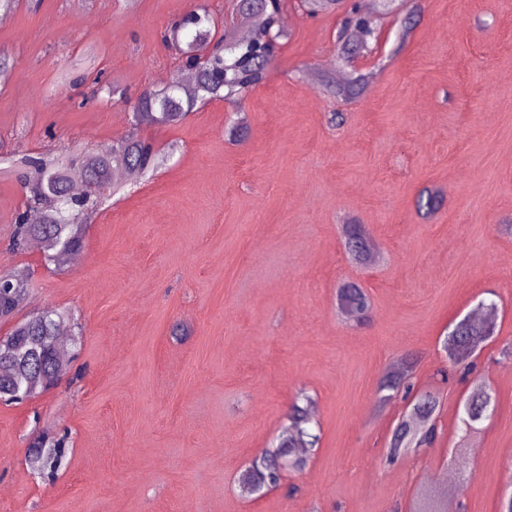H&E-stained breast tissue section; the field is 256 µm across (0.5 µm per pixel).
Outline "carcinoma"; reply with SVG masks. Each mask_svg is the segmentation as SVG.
<instances>
[{
  "label": "carcinoma",
  "mask_w": 512,
  "mask_h": 512,
  "mask_svg": "<svg viewBox=\"0 0 512 512\" xmlns=\"http://www.w3.org/2000/svg\"><path fill=\"white\" fill-rule=\"evenodd\" d=\"M344 0H300L301 6L311 15L334 11ZM238 11L244 16L257 15L263 18L264 28L274 27L285 32L286 20L283 0H239ZM353 28L356 41L367 43L375 37V26L371 17L360 12L358 6L349 9L344 28ZM163 40L178 42L186 49L214 44L210 62L192 71L195 86L185 92L183 87L175 90L161 88L145 90L139 94L132 109V122L138 126L177 125L181 123L201 98H222L238 104L265 78L274 53L260 40V35L240 39L229 29L219 32L207 7L197 5L186 17L164 31ZM368 75H351L340 87L346 97L356 96L366 85ZM159 164V153L151 142L136 137L127 138L108 154L88 153L79 164L73 166L63 162L49 164L41 157L25 159L28 169L23 176L28 189L25 208L18 214L11 236V246L23 251L32 240L43 245L44 261L59 266L82 249L83 223L89 212L95 210L99 198L90 193H76L72 189L74 176L99 188L111 185L112 170L119 165L141 174ZM442 202L440 191L423 189L417 199V210L423 216L432 215ZM343 235L351 243L353 260L362 265L375 261L376 252L366 227L362 224L343 225ZM29 295V284L20 277H13V284L0 285V320H11L19 312ZM341 312L358 322L369 317L370 303L363 287L348 284L337 291ZM489 320L471 319L469 324L454 323L443 342L448 361L461 367L460 378L467 380L473 373L470 359L489 339L487 333L494 331L493 321L497 305L487 304ZM64 326L71 329L66 338L68 349L77 346L80 327L64 313L57 310L47 314L34 312L16 322L0 336V401L21 404L33 391L44 393L57 385L66 374L60 364L58 348L59 332ZM415 362L404 358L396 370H390L379 382L378 402L388 404L395 396H413L409 411L403 414L392 431L388 458L393 461L409 450H417L431 444L436 436V418L440 409L437 394L422 391L412 394L411 383ZM314 399L304 389L296 394L287 421L281 426L277 444L257 456L254 462V479L259 489L279 486L282 476L278 474L276 460L288 459L295 471L303 470L320 442L317 422L310 407ZM494 406L492 391L484 383L473 385L464 400L463 431L471 432L476 425L489 416ZM37 450L29 456L33 469L43 472V477H56L67 456V437L40 435L35 441ZM435 487L422 490L414 512H439L434 507Z\"/></svg>",
  "instance_id": "cac0c4a2"
}]
</instances>
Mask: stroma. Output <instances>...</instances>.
Segmentation results:
<instances>
[{
  "mask_svg": "<svg viewBox=\"0 0 512 512\" xmlns=\"http://www.w3.org/2000/svg\"><path fill=\"white\" fill-rule=\"evenodd\" d=\"M195 2L19 0L0 17V155L79 158L132 136L172 153L107 196L78 262L60 269L10 250L25 190L0 176V272L30 283L21 315L65 309L83 329L58 386L0 403V512H409L445 472L458 512H498L512 494V0H396L370 51L345 62L342 13L285 0L288 36L265 80L236 107L197 102L175 126H134L126 99L72 68L94 61L128 97L159 88L180 72L162 34ZM355 71L369 79L351 100L318 81ZM426 187L443 201L424 218ZM351 221L379 263L351 260ZM347 281L370 297L364 322L337 307ZM483 300L497 328L475 374L495 406L467 434L471 384L441 342ZM407 356L416 387L441 398L438 433L390 463L408 402L378 406L377 390ZM302 389L321 442L285 474L295 492L243 494L240 472ZM46 429L70 441L51 481L26 463Z\"/></svg>",
  "mask_w": 512,
  "mask_h": 512,
  "instance_id": "35a3bbf8",
  "label": "stroma"
}]
</instances>
